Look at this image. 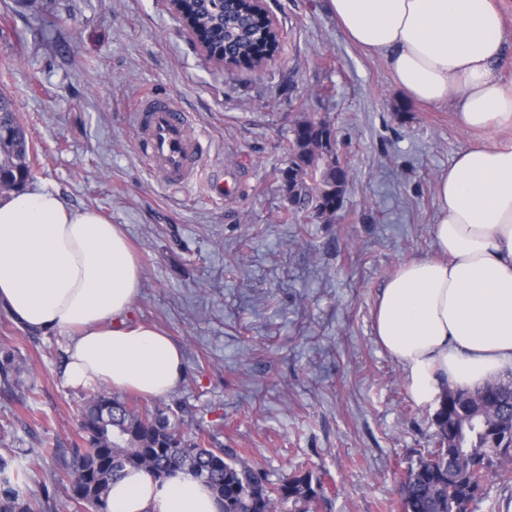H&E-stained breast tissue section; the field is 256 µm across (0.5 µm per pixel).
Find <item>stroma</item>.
Masks as SVG:
<instances>
[{"label":"stroma","mask_w":512,"mask_h":512,"mask_svg":"<svg viewBox=\"0 0 512 512\" xmlns=\"http://www.w3.org/2000/svg\"><path fill=\"white\" fill-rule=\"evenodd\" d=\"M282 36L261 69L205 58L164 0H0V90L32 148L28 189L57 190L125 232L142 269L131 317L183 351L170 393L119 392L183 407L271 481L310 470L319 512H399V486L431 447L434 406L375 341L373 313L400 264L436 256L437 182L456 153L512 148V127L464 129L453 108L406 100L384 57L350 42L328 0H265ZM176 100L206 159L169 186L137 148L139 99ZM302 117L326 118L350 173L332 223L288 209L279 172ZM233 190L214 196L215 169ZM68 335L38 333L0 307V357L23 363L0 388V457L24 469L39 512L66 500L80 411L64 382Z\"/></svg>","instance_id":"stroma-1"}]
</instances>
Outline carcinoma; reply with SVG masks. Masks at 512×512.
Masks as SVG:
<instances>
[{"label":"carcinoma","instance_id":"obj_1","mask_svg":"<svg viewBox=\"0 0 512 512\" xmlns=\"http://www.w3.org/2000/svg\"><path fill=\"white\" fill-rule=\"evenodd\" d=\"M232 11L228 0H199L193 16L197 33L213 51L224 49L238 66H262L267 45L259 43L246 12V0ZM288 165L280 170L281 189L294 206H312L316 218L342 208L348 170L336 166V133L325 120L305 119L291 130ZM29 145L14 101L0 91V193L17 189L31 176ZM21 366L7 353L0 361V384L17 383ZM512 416V376L475 390L446 388L434 417V448L409 469L400 490L401 512H478L487 483L512 480V436L496 459L485 458L484 429ZM184 417L173 410L141 412L107 390L92 394L81 409V439L73 448L69 499L88 512H110L112 482L128 468L156 479L191 474L211 487L221 512H316L325 488L310 471L281 483L266 475L234 448L213 438L181 432ZM24 474L0 458V512H36L24 497Z\"/></svg>","mask_w":512,"mask_h":512}]
</instances>
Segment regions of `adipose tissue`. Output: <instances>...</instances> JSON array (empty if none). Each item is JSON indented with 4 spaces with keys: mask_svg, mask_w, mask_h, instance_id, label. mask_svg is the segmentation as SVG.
Returning <instances> with one entry per match:
<instances>
[{
    "mask_svg": "<svg viewBox=\"0 0 512 512\" xmlns=\"http://www.w3.org/2000/svg\"><path fill=\"white\" fill-rule=\"evenodd\" d=\"M339 26L384 56L408 99L450 104L460 125L512 126V80L496 66L505 28L495 0H329ZM438 255L405 261L383 288L378 344L406 371L415 402L446 387L476 389L512 375V148L455 156L437 183ZM142 275L123 232L57 191L0 196V305L33 330L70 334L65 381L73 387L173 391L178 345L130 312ZM111 512H219L189 475L157 480L129 469L109 492Z\"/></svg>",
    "mask_w": 512,
    "mask_h": 512,
    "instance_id": "1",
    "label": "adipose tissue"
}]
</instances>
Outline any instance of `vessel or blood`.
I'll use <instances>...</instances> for the list:
<instances>
[{
    "instance_id": "b4317fda",
    "label": "vessel or blood",
    "mask_w": 512,
    "mask_h": 512,
    "mask_svg": "<svg viewBox=\"0 0 512 512\" xmlns=\"http://www.w3.org/2000/svg\"><path fill=\"white\" fill-rule=\"evenodd\" d=\"M136 144L165 180H186L204 158L201 137L191 132L189 112L174 100L155 96L141 102L131 117Z\"/></svg>"
}]
</instances>
